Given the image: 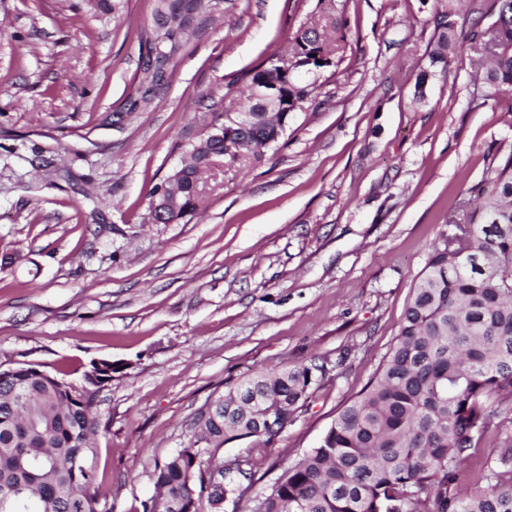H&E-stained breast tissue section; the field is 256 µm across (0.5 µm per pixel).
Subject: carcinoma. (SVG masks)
Instances as JSON below:
<instances>
[{
	"instance_id": "obj_1",
	"label": "carcinoma",
	"mask_w": 512,
	"mask_h": 512,
	"mask_svg": "<svg viewBox=\"0 0 512 512\" xmlns=\"http://www.w3.org/2000/svg\"><path fill=\"white\" fill-rule=\"evenodd\" d=\"M224 0H166V8L195 14V29L209 26ZM446 0L438 12L430 67L445 62L464 41L490 61L481 80L494 91L512 90V0H494L492 39L486 28L465 27L460 5ZM186 32H139L145 53L135 94L122 111L149 112L170 77L152 65L149 50L178 53ZM329 35L316 26L300 29L295 54L306 73L334 66ZM247 95L239 112L250 123L224 139H207L212 159L234 160L276 147V113L262 97L279 82L280 105L298 110L311 85L284 78L273 65L245 73ZM183 155L184 191L179 205L154 217L171 224L197 209L201 156L196 143ZM481 202L460 206L448 217L456 244L440 240L413 286L394 345L363 392L337 415L318 445L287 466L253 512H512V153L476 187ZM96 379L75 387L49 373L25 367L0 371V495L17 496L14 512H102L89 464L94 398L112 381L110 360L92 365ZM322 365H300L248 377L224 394L259 395L279 405L275 428L239 408L235 415L198 412L189 439L153 469L157 494L143 512H220L206 476L225 443L256 438L269 444L293 422L317 382ZM499 437L500 451L484 466L485 487L458 488L459 466L486 433ZM252 471L224 469V492L238 501L240 479Z\"/></svg>"
}]
</instances>
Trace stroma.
Segmentation results:
<instances>
[{
  "instance_id": "stroma-1",
  "label": "stroma",
  "mask_w": 512,
  "mask_h": 512,
  "mask_svg": "<svg viewBox=\"0 0 512 512\" xmlns=\"http://www.w3.org/2000/svg\"><path fill=\"white\" fill-rule=\"evenodd\" d=\"M435 7L227 0L154 109L125 115L154 0H0V369L80 386L92 362L122 364L94 407L103 512H143L155 461L228 387L324 366L272 443L220 449L255 473L224 512H251L374 375L449 215L512 153V91L476 81L478 51L450 53L416 99ZM313 23L336 65L276 149L218 159L192 215L150 223V190L239 102L245 71Z\"/></svg>"
}]
</instances>
